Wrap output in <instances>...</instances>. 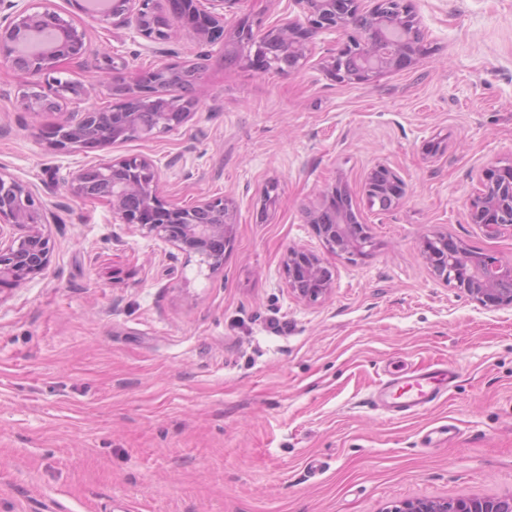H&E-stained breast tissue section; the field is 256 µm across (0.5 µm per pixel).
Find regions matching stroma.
I'll return each instance as SVG.
<instances>
[{
    "label": "stroma",
    "instance_id": "obj_1",
    "mask_svg": "<svg viewBox=\"0 0 512 512\" xmlns=\"http://www.w3.org/2000/svg\"><path fill=\"white\" fill-rule=\"evenodd\" d=\"M51 3L87 30L89 54L64 68L87 94L26 112L31 76L0 65V171L61 217L49 268L0 291V512H389L512 494V308L439 280L419 248L446 235L512 261V228L468 219L481 171L512 166V0H414L424 54L366 85L327 76L333 32L297 71L261 72L185 28L160 54ZM258 14L277 26L300 9L241 0L227 21ZM105 53L131 80L199 64L195 113L152 140L57 153L44 131L120 101L100 82ZM134 156L161 164L167 203L233 200L223 269L55 182ZM378 164L404 183L386 211L363 195ZM337 185L367 256L330 252L305 220ZM293 247L334 274L317 302L288 290ZM428 366L457 371L446 397L407 418L371 404L381 380Z\"/></svg>",
    "mask_w": 512,
    "mask_h": 512
}]
</instances>
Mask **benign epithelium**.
Segmentation results:
<instances>
[{
	"label": "benign epithelium",
	"mask_w": 512,
	"mask_h": 512,
	"mask_svg": "<svg viewBox=\"0 0 512 512\" xmlns=\"http://www.w3.org/2000/svg\"><path fill=\"white\" fill-rule=\"evenodd\" d=\"M211 9L200 11L194 0H111L101 11H90L86 0L70 4L108 26H120L151 42H166L181 27L184 15L192 35L200 41L218 43L230 32L226 12L241 0H210ZM302 16L269 28L261 19L237 25L233 40L242 57L262 71L291 72L306 60L309 40L320 32L342 37L325 70L338 83L368 84L381 74L411 66L424 52L422 31L413 0H295ZM49 30V47L21 55L18 47L29 37L34 24ZM84 28L76 26L57 10L36 7L33 0H0V64L35 78L21 95L26 112L52 111L70 98L86 94L80 84L54 76L61 63L77 62L88 53ZM122 68L112 56H103L102 74L121 90L123 103L113 110L90 109L69 112L49 133L52 147L62 153L80 148L149 139L186 123L194 102L167 97L180 85L172 67L150 70L131 83L120 77ZM481 189L470 201L469 220L488 231L512 227V166L487 167L479 176ZM77 198H104L124 224H137L179 251L197 255L213 270L224 264L216 245L229 246L235 210L224 197L198 201L190 206L165 203L160 196L159 167L155 160L140 158L102 159L69 172L63 180ZM402 181L390 168L378 165L366 178L364 195L368 206L379 203L389 192L401 198ZM306 222L332 251L365 256L373 247L365 225L336 207L331 191L305 213ZM61 222L55 208L40 200L37 190L0 171V290L19 287L44 273L53 248L45 228ZM420 250L433 274L452 283L484 307H512V262L493 255L476 256L452 237L425 236ZM285 269L288 288L298 298L315 302L333 288L332 272L315 254L302 248L288 250ZM391 512H512V495L492 498L460 497L451 500H408Z\"/></svg>",
	"instance_id": "7a95c632"
}]
</instances>
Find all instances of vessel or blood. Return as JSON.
<instances>
[{
    "mask_svg": "<svg viewBox=\"0 0 512 512\" xmlns=\"http://www.w3.org/2000/svg\"><path fill=\"white\" fill-rule=\"evenodd\" d=\"M453 372H412L387 380L373 395L372 402L386 412L405 416L419 413L438 401L451 387Z\"/></svg>",
    "mask_w": 512,
    "mask_h": 512,
    "instance_id": "1",
    "label": "vessel or blood"
}]
</instances>
